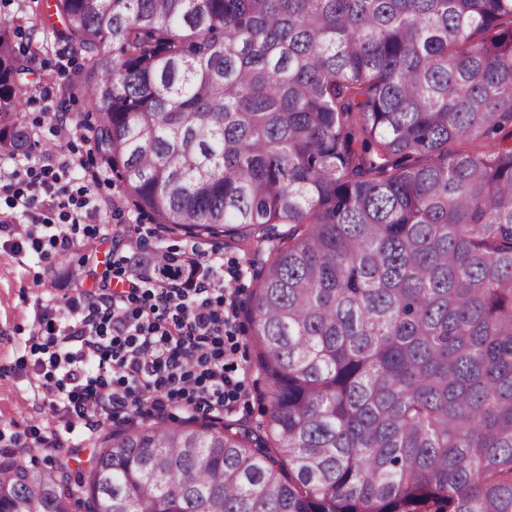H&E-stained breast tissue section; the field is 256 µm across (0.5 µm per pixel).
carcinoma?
Segmentation results:
<instances>
[{
	"label": "carcinoma",
	"mask_w": 512,
	"mask_h": 512,
	"mask_svg": "<svg viewBox=\"0 0 512 512\" xmlns=\"http://www.w3.org/2000/svg\"><path fill=\"white\" fill-rule=\"evenodd\" d=\"M52 8L137 210L267 248L263 418L107 427L76 485L1 463L0 512H512V0ZM26 70L0 22L15 157Z\"/></svg>",
	"instance_id": "cac0c4a2"
}]
</instances>
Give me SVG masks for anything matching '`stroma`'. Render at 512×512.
I'll return each mask as SVG.
<instances>
[{"label": "stroma", "instance_id": "obj_1", "mask_svg": "<svg viewBox=\"0 0 512 512\" xmlns=\"http://www.w3.org/2000/svg\"><path fill=\"white\" fill-rule=\"evenodd\" d=\"M50 2L0 0V20L15 26L18 44L29 50L28 80L33 92L25 109L26 121L36 140L78 159L70 177L78 184L91 183L95 199L92 221L101 225L102 231L93 251L84 247L79 233L63 249L48 246L38 253L27 247L18 254L0 247V463L20 460L38 467L50 465L52 455L34 452V435L46 427L56 428L72 451L69 465L76 476L87 465L93 437L86 434L83 420L51 410L33 379L38 313L53 311L70 290L91 287L108 263L131 255L132 251L149 254L161 248L180 254L192 245L197 248L199 260L215 254L223 257L224 269L229 273L224 285L245 302L255 292L254 274L267 253L221 238L192 244L190 237L164 232L136 209L116 173L91 151L86 141L97 122L96 113L82 101H69L61 95L67 71L81 64L82 57L48 43L46 29L35 26L34 11L49 15ZM61 120L77 126V134L67 140L58 139L56 125ZM238 328L241 345L233 360L246 368L252 395L247 402L238 404L230 416L255 423L262 418L255 397L262 382L253 366L247 314H240Z\"/></svg>", "mask_w": 512, "mask_h": 512}]
</instances>
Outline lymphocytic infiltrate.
Instances as JSON below:
<instances>
[{
	"mask_svg": "<svg viewBox=\"0 0 512 512\" xmlns=\"http://www.w3.org/2000/svg\"><path fill=\"white\" fill-rule=\"evenodd\" d=\"M69 166L45 153L26 172L27 186L50 191L62 225L58 231L48 221L32 225L26 232L32 249L66 245L72 230H82L87 242L98 237L88 223L91 189L70 187ZM27 186L13 190L10 207L33 203ZM223 281L214 264L160 277L149 255L114 268L94 290L65 297L60 310L74 321L48 328L34 361L52 410L83 419L91 432L120 411L153 416L178 408L195 420H222L250 396L246 379L224 360L225 342L237 339L241 303Z\"/></svg>",
	"mask_w": 512,
	"mask_h": 512,
	"instance_id": "lymphocytic-infiltrate-1",
	"label": "lymphocytic infiltrate"
}]
</instances>
